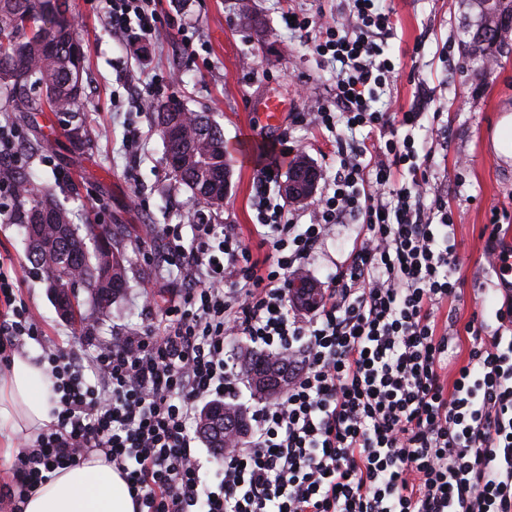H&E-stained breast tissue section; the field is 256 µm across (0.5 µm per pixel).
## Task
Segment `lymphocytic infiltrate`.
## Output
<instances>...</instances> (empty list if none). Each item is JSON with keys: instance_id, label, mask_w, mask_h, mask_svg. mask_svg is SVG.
I'll return each instance as SVG.
<instances>
[{"instance_id": "lymphocytic-infiltrate-1", "label": "lymphocytic infiltrate", "mask_w": 512, "mask_h": 512, "mask_svg": "<svg viewBox=\"0 0 512 512\" xmlns=\"http://www.w3.org/2000/svg\"><path fill=\"white\" fill-rule=\"evenodd\" d=\"M378 2L344 0L322 30L304 13L286 22L340 64L333 107L308 114L335 133L339 161L309 223L271 202L272 157L256 175L264 259L232 225L195 224L188 238L163 225L180 283L160 319L85 358L45 348L56 421L17 454L10 512H23L48 468L95 452L121 471L139 512H512V282L465 329L444 318L461 296L453 216L424 203L429 174L411 136L423 112L371 105L392 73ZM107 5L115 31L157 22L145 0ZM347 219L359 223L347 261L310 316L292 315L294 274ZM42 337L0 263V364ZM240 338L291 370L207 486L193 428L199 404L237 397L226 347Z\"/></svg>"}]
</instances>
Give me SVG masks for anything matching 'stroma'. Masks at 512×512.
<instances>
[{"instance_id":"obj_1","label":"stroma","mask_w":512,"mask_h":512,"mask_svg":"<svg viewBox=\"0 0 512 512\" xmlns=\"http://www.w3.org/2000/svg\"><path fill=\"white\" fill-rule=\"evenodd\" d=\"M257 21L243 19L240 0H152L151 10L173 17L178 28L158 26L152 35L113 34L103 0H66L78 21L85 55L84 111L101 136L86 148L71 140L54 113L20 118L1 112L18 134L21 171L35 188H53L74 223L106 224L125 233L132 264L123 294L92 324L62 320L53 298L31 264L19 225L0 223V258L11 260L19 291L43 324L50 343L80 355L112 337L146 326L145 305L160 308L158 291L169 266L158 235L164 224H193L201 208L178 189L164 159L162 136L147 108L136 101L137 82L161 80L188 109L210 113L224 131L232 163L231 188L210 223L234 224L254 258H264L252 233L256 222V166L271 146H300L325 179L336 173L334 134L305 120L318 101L329 100L336 65L316 54L287 29L288 10L339 18V0H253ZM390 13L389 52L398 65L376 94L381 110H408L417 88L431 97L428 118L412 136L430 170L429 197L447 200L458 241L463 300L457 313L466 325L484 300L475 282L496 283L487 270L480 238L492 209L512 212V158L501 156L491 137L500 119L512 115V45L493 66L480 64L481 48L468 33L480 18L478 0H383ZM269 95L287 108L281 126L265 130L257 108ZM355 224L337 225L304 269L324 281L348 257Z\"/></svg>"}]
</instances>
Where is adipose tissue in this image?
Instances as JSON below:
<instances>
[{
    "label": "adipose tissue",
    "instance_id": "obj_1",
    "mask_svg": "<svg viewBox=\"0 0 512 512\" xmlns=\"http://www.w3.org/2000/svg\"><path fill=\"white\" fill-rule=\"evenodd\" d=\"M55 399L54 383L36 353L14 354L0 374V418L8 423L0 459L10 460L19 439H36L54 422ZM23 512H138V506L120 472L98 453L48 472L28 493Z\"/></svg>",
    "mask_w": 512,
    "mask_h": 512
}]
</instances>
